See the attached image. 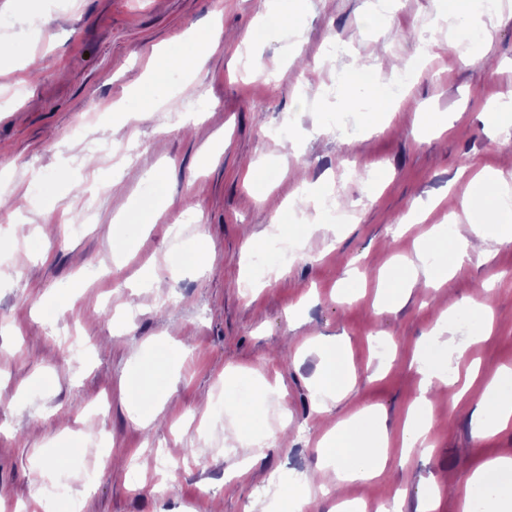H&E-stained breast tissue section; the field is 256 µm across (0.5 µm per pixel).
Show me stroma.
Instances as JSON below:
<instances>
[{
    "label": "stroma",
    "instance_id": "35a3bbf8",
    "mask_svg": "<svg viewBox=\"0 0 512 512\" xmlns=\"http://www.w3.org/2000/svg\"><path fill=\"white\" fill-rule=\"evenodd\" d=\"M279 0H0V501L29 504L41 489L45 512H284L272 485L293 470L309 476L320 442L338 421L368 409L388 427L401 426L417 396L418 341L441 312L461 331L474 323L459 309L486 298L493 330L467 349L484 374L512 368V243L493 256L471 255L449 284L412 291L390 308L378 301L383 268L414 258L421 232L455 226L466 232L462 170L499 169L512 181V137L483 120L512 95V0H499L488 34L459 23L454 0H392L379 18L374 0H310L301 37L280 23ZM221 28L222 46L198 76L173 70L160 87L137 93L158 50L179 55L188 32ZM434 35L427 57L418 36ZM250 36L264 70L244 75L235 41ZM302 49V63L292 60ZM469 64L455 61L457 53ZM43 56L40 72L22 69L25 56ZM372 61L376 98L388 100L399 73L412 68L397 115L378 132L362 127L326 95L340 72ZM314 71L305 105L294 99L301 69ZM156 112L138 126L114 124L112 105ZM200 123L180 127L184 104ZM423 112L447 114L446 132L420 133ZM223 139L209 166L200 151ZM101 162L87 169L85 153ZM262 161L264 180L249 188L244 169ZM381 169L376 184L371 168ZM121 179L125 191L113 195ZM331 179L333 197L354 228L328 249L323 231L306 228L300 256L279 280L243 292L242 265L272 259L273 217L293 223L282 204L300 179ZM86 189L75 200L73 184ZM441 197L423 223L410 219L417 199ZM183 198L196 215L160 213ZM212 244L198 259L197 235ZM193 254L183 271L170 259ZM363 282L340 292L346 271ZM139 305L122 331L113 317L126 300ZM299 320H289L290 311ZM86 347L75 358L64 339ZM343 335L356 370L353 389L315 411L310 380L318 359L296 358L306 337ZM237 371L226 377L227 367ZM278 392L252 438L277 435L279 404L287 402L299 435L265 448L248 474L226 480L241 453L226 437L250 376ZM473 406L438 403L431 454L413 448L393 456L377 478L344 484L328 471L313 487L315 512L346 499L383 508L399 500L416 512L418 498L438 485V512H459L454 483L483 460L512 456V427L478 439ZM152 421L143 429L137 418ZM112 439L110 462L91 440ZM78 459L75 469L52 464L56 442Z\"/></svg>",
    "mask_w": 512,
    "mask_h": 512
}]
</instances>
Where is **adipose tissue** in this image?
<instances>
[{
	"instance_id": "1",
	"label": "adipose tissue",
	"mask_w": 512,
	"mask_h": 512,
	"mask_svg": "<svg viewBox=\"0 0 512 512\" xmlns=\"http://www.w3.org/2000/svg\"><path fill=\"white\" fill-rule=\"evenodd\" d=\"M221 46L218 35H192L185 53L172 58L156 55L146 75L150 86L163 85L171 68L179 66L196 72L199 62L213 55ZM340 103L350 111H361L367 130L379 131L388 118L389 107L373 99L356 80L354 72H344L338 86ZM463 206L475 220L467 228L464 240L428 238L416 251V257L387 269L382 275L386 304L398 307L416 284L437 288L447 283L453 273L469 259L471 252L489 256L494 243L512 242V186L502 172H480L469 182ZM346 337L314 336L304 348L316 354L319 369L312 380L320 398L318 412H325L330 401L341 398L356 383V371L344 355ZM420 390L409 406L399 429L387 425L370 427L371 417L360 412L337 424L323 438V453L318 470L335 469L344 481L370 480L379 477L397 448L424 446L431 429L433 401L431 395L441 392L451 405L472 399L475 434L486 436L512 427V370L501 368L481 391L473 386L477 367H469L466 375L444 359L420 362ZM499 474L498 483L485 487L487 474ZM460 512H512V456L502 455L483 461L457 490Z\"/></svg>"
}]
</instances>
